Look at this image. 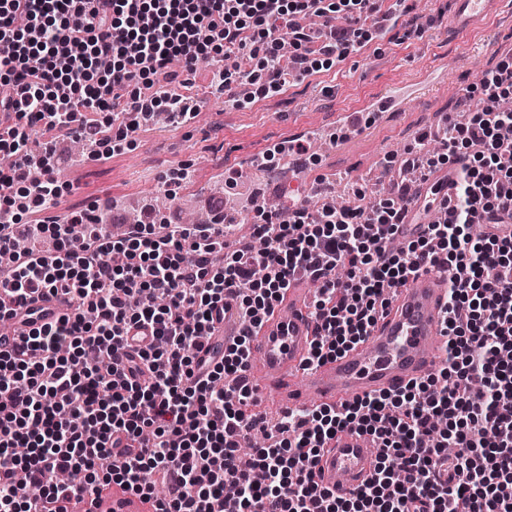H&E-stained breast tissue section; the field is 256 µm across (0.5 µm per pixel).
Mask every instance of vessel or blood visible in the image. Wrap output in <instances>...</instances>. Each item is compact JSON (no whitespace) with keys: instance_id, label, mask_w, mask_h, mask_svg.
<instances>
[{"instance_id":"vessel-or-blood-1","label":"vessel or blood","mask_w":512,"mask_h":512,"mask_svg":"<svg viewBox=\"0 0 512 512\" xmlns=\"http://www.w3.org/2000/svg\"><path fill=\"white\" fill-rule=\"evenodd\" d=\"M501 4L502 0H450L449 25L457 36H466ZM439 85V77L425 74L413 85L393 89L357 111L341 113L340 124L357 130L370 114L377 123L387 122L391 114L405 108L409 98ZM451 279V272L443 268L419 274L395 292L363 343L312 365L308 357L317 323L311 315L310 283L297 277L252 338L251 355L259 361L252 376L253 390L277 387L285 410L342 407L427 377L435 370L446 341L442 327ZM239 335L235 317L225 316L199 350V358H209L214 350L231 346ZM376 456L365 437L349 430L340 432L319 456L315 479L336 494L351 495L369 481ZM91 508L93 512H152L150 503L131 491L99 498Z\"/></svg>"}]
</instances>
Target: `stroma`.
I'll list each match as a JSON object with an SVG mask.
<instances>
[{"instance_id":"stroma-1","label":"stroma","mask_w":512,"mask_h":512,"mask_svg":"<svg viewBox=\"0 0 512 512\" xmlns=\"http://www.w3.org/2000/svg\"><path fill=\"white\" fill-rule=\"evenodd\" d=\"M400 10V23L386 39L289 83L286 93L255 100L249 109L207 94L195 123L148 126L133 148L109 158L80 157L62 147L61 178L71 191L60 211L161 195L168 200L167 216L176 218L194 208L200 195L223 190L224 165L234 156L277 141L293 127L313 124L322 113L354 110L394 86L412 83L423 70H444L440 89L415 99L386 126L342 153L324 151L328 166L344 172L347 183L361 187L363 203H370L374 195L366 188L367 177L395 168L398 153L442 115L481 108L479 98H466V89L512 56V0L465 38L448 30V0H402Z\"/></svg>"}]
</instances>
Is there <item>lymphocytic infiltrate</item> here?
I'll use <instances>...</instances> for the list:
<instances>
[{
	"label": "lymphocytic infiltrate",
	"instance_id": "1",
	"mask_svg": "<svg viewBox=\"0 0 512 512\" xmlns=\"http://www.w3.org/2000/svg\"><path fill=\"white\" fill-rule=\"evenodd\" d=\"M385 0H0V321L35 297L65 315L0 348V512H83L116 484L155 496L156 512H512V64L488 72L484 107L450 124L442 144L454 166L438 217L400 239L407 197L364 209H296L283 221L251 211L253 248L220 230L158 221L145 208L130 236L103 233L86 211L58 222L49 210L66 184L56 143L98 140L104 154L140 130L141 109L190 120L186 97L160 91L171 63L190 79L223 53L209 83L281 93L284 45L320 65L300 23L317 17L344 59L374 37ZM39 130L40 155L29 148ZM36 218L23 235L14 224ZM431 267L455 269L443 332L445 366L404 390L344 408L294 410L266 429L250 455L239 444L260 420L240 375L247 342L296 272L315 285L318 334L311 362L363 340L390 290ZM242 334L215 365L197 361L225 298ZM153 340L119 371L113 355L131 329ZM350 428L380 455L370 482L343 497L321 488L314 465ZM73 474L69 483L59 473ZM166 493L156 497L154 476ZM35 486L37 498L26 497Z\"/></svg>",
	"mask_w": 512,
	"mask_h": 512
}]
</instances>
